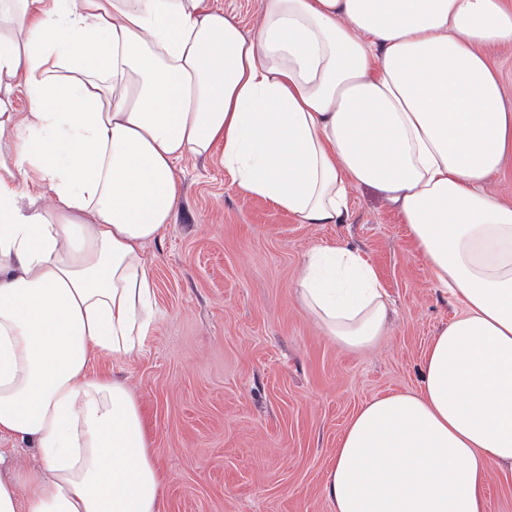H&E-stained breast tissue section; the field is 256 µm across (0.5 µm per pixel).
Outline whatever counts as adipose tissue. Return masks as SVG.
Segmentation results:
<instances>
[{
	"instance_id": "1",
	"label": "adipose tissue",
	"mask_w": 512,
	"mask_h": 512,
	"mask_svg": "<svg viewBox=\"0 0 512 512\" xmlns=\"http://www.w3.org/2000/svg\"><path fill=\"white\" fill-rule=\"evenodd\" d=\"M500 45L504 0H261L248 31L210 0H0V437L43 461L0 456V512H164L140 406L93 363L144 349V247L177 164L217 151L302 224L346 223L350 188L373 190L461 307L418 388L350 419L334 512H485L489 468L512 465V204L487 189L512 155ZM297 291L347 350L388 331L359 251H312ZM0 450L19 466L32 468L38 465L39 457L35 448L25 442L13 438L1 437Z\"/></svg>"
}]
</instances>
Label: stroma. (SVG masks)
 Returning a JSON list of instances; mask_svg holds the SVG:
<instances>
[{
  "instance_id": "stroma-1",
  "label": "stroma",
  "mask_w": 512,
  "mask_h": 512,
  "mask_svg": "<svg viewBox=\"0 0 512 512\" xmlns=\"http://www.w3.org/2000/svg\"><path fill=\"white\" fill-rule=\"evenodd\" d=\"M164 236L150 242L156 318L120 374L144 414L165 512H333L324 474L355 411L416 389L459 305L381 198L351 191L343 224H301L242 193L219 155L184 160ZM359 250L388 294L372 352L323 336L295 288L309 252Z\"/></svg>"
}]
</instances>
